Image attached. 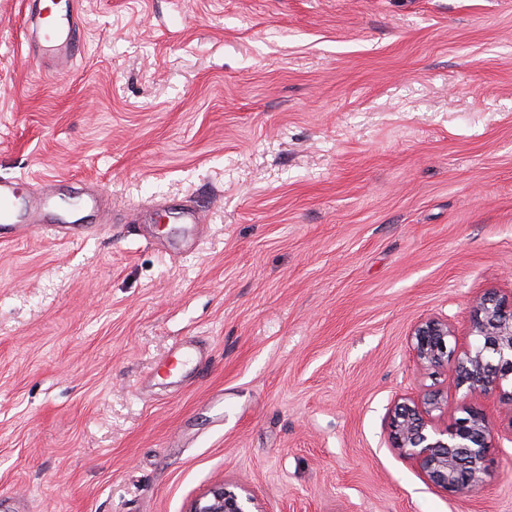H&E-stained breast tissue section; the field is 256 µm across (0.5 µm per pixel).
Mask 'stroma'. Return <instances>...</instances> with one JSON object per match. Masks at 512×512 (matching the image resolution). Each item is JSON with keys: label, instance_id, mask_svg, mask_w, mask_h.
Segmentation results:
<instances>
[{"label": "stroma", "instance_id": "1", "mask_svg": "<svg viewBox=\"0 0 512 512\" xmlns=\"http://www.w3.org/2000/svg\"><path fill=\"white\" fill-rule=\"evenodd\" d=\"M76 4L60 74L0 0V177L112 197L82 241L0 242V512H188L224 481L258 512H512V413L411 347L437 317L467 348L512 293V0ZM431 390L435 426L495 428L472 493L391 446ZM177 214L181 224H185V235L183 237L184 245L193 247L196 244L200 231L198 224L202 223L200 212L195 206L183 202L179 208H177Z\"/></svg>", "mask_w": 512, "mask_h": 512}]
</instances>
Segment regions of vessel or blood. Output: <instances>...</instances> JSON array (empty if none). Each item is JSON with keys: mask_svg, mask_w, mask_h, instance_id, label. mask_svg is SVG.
<instances>
[{"mask_svg": "<svg viewBox=\"0 0 512 512\" xmlns=\"http://www.w3.org/2000/svg\"><path fill=\"white\" fill-rule=\"evenodd\" d=\"M26 23L31 39L39 49L49 55L58 69L69 70L82 43V31L70 0H28ZM72 188L83 196L91 216L103 218L104 194L101 190L77 182ZM55 197L53 189L30 193L24 191L18 179L0 178V239L49 232L78 241L94 232V225L77 224L57 214ZM177 214L185 229V246H194L202 222L198 209L184 203Z\"/></svg>", "mask_w": 512, "mask_h": 512, "instance_id": "obj_1", "label": "vessel or blood"}]
</instances>
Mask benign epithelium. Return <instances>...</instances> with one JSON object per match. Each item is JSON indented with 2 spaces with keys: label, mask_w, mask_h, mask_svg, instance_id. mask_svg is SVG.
<instances>
[{
  "label": "benign epithelium",
  "mask_w": 512,
  "mask_h": 512,
  "mask_svg": "<svg viewBox=\"0 0 512 512\" xmlns=\"http://www.w3.org/2000/svg\"><path fill=\"white\" fill-rule=\"evenodd\" d=\"M472 333L475 343L459 352L449 345L453 330L448 320L419 321L411 336L413 351L421 365L441 368L453 365L455 389L470 394L497 392L512 411V390L503 383L512 380V295L489 292L475 306ZM441 394L422 396L413 404L395 407L389 437L402 459L413 462L427 480L444 491L467 493L477 489L487 470L493 429L489 417L469 410L440 429L430 415L442 409ZM189 512H255L254 500L238 486L219 483L197 497Z\"/></svg>",
  "instance_id": "obj_1"
}]
</instances>
